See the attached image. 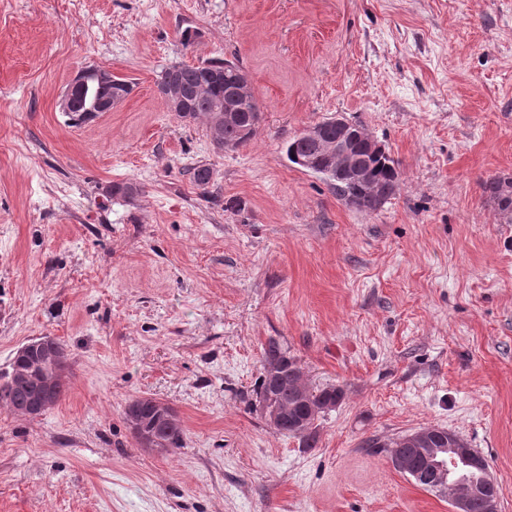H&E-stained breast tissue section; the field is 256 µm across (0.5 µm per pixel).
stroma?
I'll return each instance as SVG.
<instances>
[{"instance_id": "35a3bbf8", "label": "stroma", "mask_w": 512, "mask_h": 512, "mask_svg": "<svg viewBox=\"0 0 512 512\" xmlns=\"http://www.w3.org/2000/svg\"><path fill=\"white\" fill-rule=\"evenodd\" d=\"M210 60L245 70L263 112L233 150L156 93L164 67ZM93 67L134 90L76 124L58 101ZM336 114L397 163L377 211L283 151ZM495 175L512 177V0H0V370L38 336L71 364L42 416L0 408V512H450L370 446L423 427L484 456L512 512ZM272 337L344 391L315 447L257 408ZM141 396L175 409L183 448L136 442Z\"/></svg>"}]
</instances>
